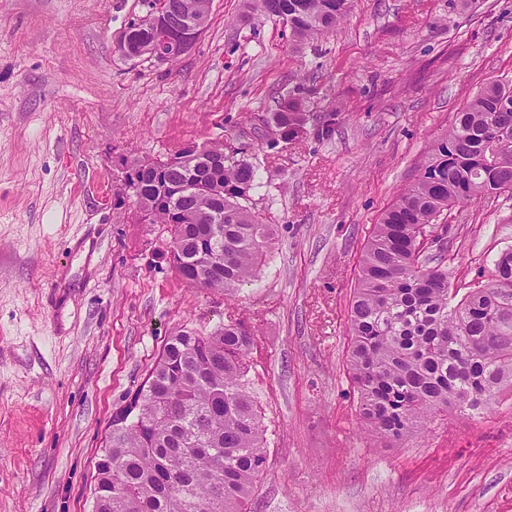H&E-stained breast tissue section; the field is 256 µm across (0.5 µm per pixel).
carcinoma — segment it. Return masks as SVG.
<instances>
[{
  "instance_id": "obj_1",
  "label": "carcinoma",
  "mask_w": 512,
  "mask_h": 512,
  "mask_svg": "<svg viewBox=\"0 0 512 512\" xmlns=\"http://www.w3.org/2000/svg\"><path fill=\"white\" fill-rule=\"evenodd\" d=\"M160 16L181 24L209 17L211 0H166ZM349 0H250L255 15H272L301 45L336 31ZM310 90L299 85L266 113L260 146L273 153L313 132L328 140L339 112L308 126ZM511 146L488 163L493 134ZM196 173L224 192V222L207 223L215 203L195 192L166 201L168 186L193 187L188 171L157 173L137 162L150 223L171 225L172 246L189 257L211 245L224 266L205 288L231 296L256 274L269 249L268 225L249 207L256 166L224 138L203 146ZM512 193V79H495L456 113L400 190L364 245L350 303L349 374L362 429L389 443L416 435L434 415L486 409L512 391V252L488 279L456 299L443 252L448 210ZM431 234L438 253L420 249ZM253 332L243 320L204 333L180 329L163 346L145 382L112 415L97 463L92 512H242L266 468L264 427L248 372Z\"/></svg>"
}]
</instances>
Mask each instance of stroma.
I'll return each instance as SVG.
<instances>
[{
    "instance_id": "obj_1",
    "label": "stroma",
    "mask_w": 512,
    "mask_h": 512,
    "mask_svg": "<svg viewBox=\"0 0 512 512\" xmlns=\"http://www.w3.org/2000/svg\"><path fill=\"white\" fill-rule=\"evenodd\" d=\"M143 0H0V512H92L112 414L178 329L245 318L268 462L246 512H512V392L394 445L362 433L347 368L358 259L429 143L512 78V0H351L295 46L212 0L176 64L117 46ZM336 105L330 140L249 144L272 247L235 297L188 288L166 225L122 196L130 164L235 139L279 94ZM465 289L512 250V197L448 212Z\"/></svg>"
}]
</instances>
